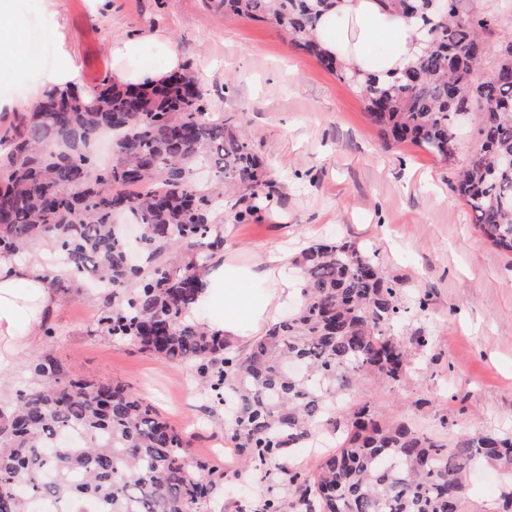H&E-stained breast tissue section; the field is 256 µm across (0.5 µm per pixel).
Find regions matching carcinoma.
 <instances>
[{
    "label": "carcinoma",
    "mask_w": 512,
    "mask_h": 512,
    "mask_svg": "<svg viewBox=\"0 0 512 512\" xmlns=\"http://www.w3.org/2000/svg\"><path fill=\"white\" fill-rule=\"evenodd\" d=\"M387 0L416 21L417 59L381 80L329 55L316 32L333 0H207L216 14L270 21L355 90L389 144L456 157L458 111L476 141L452 190L481 239L512 254V0ZM492 54L495 64L480 67ZM264 160L231 118L209 115L188 68L159 86L46 88L0 134V253L50 247L67 294L87 276L106 286L100 333L182 365L224 408L246 466H276L295 496L260 512H464L473 467L509 477L494 512H512V433L468 431L452 443L337 399L367 381H402L431 336L405 344V313L380 265L354 242L322 241L293 260L300 306L234 349L193 317L208 261L224 251L214 223L235 199L243 224L270 200ZM0 404V512L82 500L94 512H209L224 472L188 460L189 440L118 381L80 375L50 354L28 361ZM322 428L340 434L314 473L283 459Z\"/></svg>",
    "instance_id": "carcinoma-1"
}]
</instances>
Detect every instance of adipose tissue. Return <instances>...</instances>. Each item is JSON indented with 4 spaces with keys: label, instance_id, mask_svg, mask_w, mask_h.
Instances as JSON below:
<instances>
[{
    "label": "adipose tissue",
    "instance_id": "obj_1",
    "mask_svg": "<svg viewBox=\"0 0 512 512\" xmlns=\"http://www.w3.org/2000/svg\"><path fill=\"white\" fill-rule=\"evenodd\" d=\"M318 26L325 33L327 52L356 67L374 70L384 79L419 51L414 23L386 9L381 0H336ZM155 56L163 59V66L152 64ZM180 67L181 61L164 35L147 41L134 36L112 41V78L117 83L139 86L156 82ZM233 279L225 266H217L199 295L200 304L208 305L215 301L216 289H223L224 315L216 325L230 340L240 336L244 323H252L258 331L268 327L275 320L277 306L298 295L297 288L285 282L259 304L244 299ZM49 281L40 249L29 250L22 260L0 254V367L27 353L53 320L58 298Z\"/></svg>",
    "mask_w": 512,
    "mask_h": 512
}]
</instances>
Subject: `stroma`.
<instances>
[{
    "label": "stroma",
    "instance_id": "35a3bbf8",
    "mask_svg": "<svg viewBox=\"0 0 512 512\" xmlns=\"http://www.w3.org/2000/svg\"><path fill=\"white\" fill-rule=\"evenodd\" d=\"M16 17L32 63L0 83V130L63 54L91 88L112 75L114 38L164 34L196 72L211 113L241 124L267 163L272 207L246 224L229 208L216 216L223 259L240 273L236 288L268 297L274 279L246 275L268 249L293 259L315 241L357 243L397 288L406 309L397 334L434 344L402 382L362 385L343 407L366 404L377 418L447 441L474 428L512 433V257L480 238L451 191L458 165L386 144L361 97L269 21L214 15L204 0H16ZM97 309L96 287L79 281L75 298H60L55 334L41 337L36 353L123 382L187 432L191 456L227 473L211 512H257L267 496L287 497L279 471L239 472L221 415L187 386L185 368L98 333Z\"/></svg>",
    "mask_w": 512,
    "mask_h": 512
}]
</instances>
